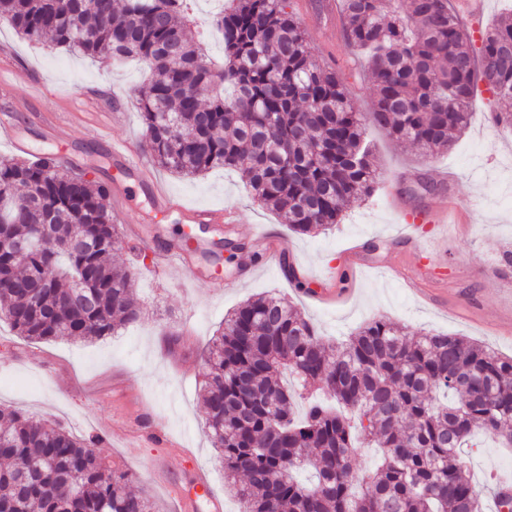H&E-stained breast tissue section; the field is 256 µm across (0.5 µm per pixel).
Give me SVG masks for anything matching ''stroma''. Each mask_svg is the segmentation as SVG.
Masks as SVG:
<instances>
[{"label":"stroma","mask_w":512,"mask_h":512,"mask_svg":"<svg viewBox=\"0 0 512 512\" xmlns=\"http://www.w3.org/2000/svg\"><path fill=\"white\" fill-rule=\"evenodd\" d=\"M293 3L316 54L340 73L356 108L371 111L373 86L341 19L319 13L318 0ZM147 78L139 62L114 65L50 52L0 27V113L17 115L34 150L56 153L67 170L84 169L102 181L120 178L109 144L140 142L142 118L129 91ZM496 110L491 93L479 88L467 130L448 152L432 157L370 129L380 184L369 198L350 203L340 224L310 235L292 232L277 213L255 203L236 172L218 168L188 179L153 169L175 202L235 210L232 235L242 242L272 231L287 246L304 289L294 288L261 249L230 263L198 251L194 266L220 265L219 293L183 269L155 273L151 257L121 246L112 260L134 273L142 322L94 342H38L0 321V407L80 438L103 432L100 456L135 477L154 512H179L182 494L200 476L222 512H242L224 483L200 393L206 343L247 299L284 295L319 336L334 342L386 316L413 336L458 335L512 356V267L500 260L512 249V129H493ZM451 196L460 206L452 223H427L426 213ZM111 206L127 223L164 221L170 238L182 231L173 217L158 218L140 187ZM408 217L416 226L410 243L397 236ZM424 249L435 253L438 267L420 258ZM468 459L478 489L512 481V448L478 435Z\"/></svg>","instance_id":"obj_1"}]
</instances>
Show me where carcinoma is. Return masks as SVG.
<instances>
[{"instance_id":"obj_1","label":"carcinoma","mask_w":512,"mask_h":512,"mask_svg":"<svg viewBox=\"0 0 512 512\" xmlns=\"http://www.w3.org/2000/svg\"><path fill=\"white\" fill-rule=\"evenodd\" d=\"M341 0L349 46L367 62L374 105L356 109L321 65L290 0H231L211 18L224 42L212 67L187 33V0H0V24L33 44L93 60L136 58L151 77L134 91L143 139L161 169L239 172L292 231L340 223L379 174L367 126L422 154L448 151L468 126L482 81L512 100V21L474 40L450 0ZM111 186L69 176L51 153L0 160V201L31 209L0 234L45 244L0 255V320L20 336L94 341L142 319ZM203 402L212 445L243 512H483L462 448L483 432L512 445V358L459 336L411 338L383 317L335 345L286 298L261 294L224 318L205 351ZM381 449L360 477L353 451ZM0 512H151L79 440L16 411L0 412ZM309 468L313 481L296 474Z\"/></svg>"}]
</instances>
